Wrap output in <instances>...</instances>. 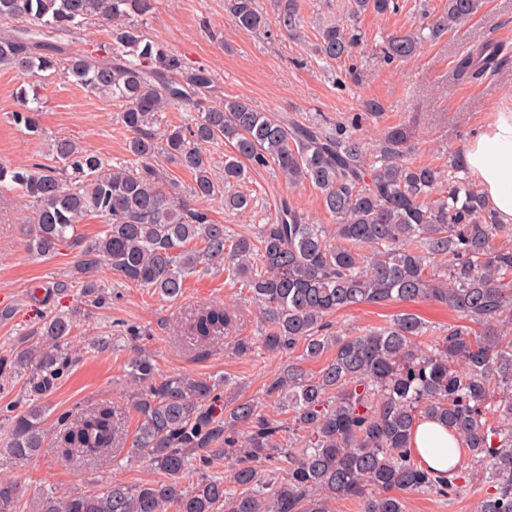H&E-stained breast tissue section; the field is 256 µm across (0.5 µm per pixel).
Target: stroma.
I'll use <instances>...</instances> for the list:
<instances>
[{"mask_svg":"<svg viewBox=\"0 0 512 512\" xmlns=\"http://www.w3.org/2000/svg\"><path fill=\"white\" fill-rule=\"evenodd\" d=\"M397 12L372 13L358 23L363 43L352 57L325 64L311 52L323 22L345 15V0H300L304 37L281 36L277 26L249 32L235 27L224 10V0H156L154 13L143 23L149 38L177 56L184 70H202L213 84L203 95L204 105L240 97L263 112L295 118L331 130L354 129L366 147L377 145L390 127L406 128L411 158L442 164L465 149L471 135L505 102L512 90V59L479 82L456 79L457 58L471 45L496 39L512 46V0H483L477 15L459 29L435 41H426L405 62H385L376 46L393 34L418 30L425 14L441 11L445 0H398ZM36 89L40 101L41 135L14 125L11 114L21 89ZM131 134L121 122L118 102L89 93L62 76L41 81L0 68V164L54 165L49 143L55 138L74 141L80 149L116 164L132 162ZM235 191L247 196L245 213L225 211L209 201L211 217L234 234L255 235L270 223L280 199L305 211L311 223L326 224L320 192L301 184L290 186L272 168L250 171ZM33 215L31 205L19 197L0 195V357L38 346L46 318L71 313L73 363L68 373L41 401L45 427L53 429L57 417L81 412L102 402L111 403L118 432L132 443L138 417L130 406V362L139 353L153 357L160 374H187L223 382L226 395L253 401L267 418L289 422L290 416L267 387L284 364L303 362L312 373L323 360H303L301 350L270 355L260 338L266 323L250 291L223 268H199L187 278L176 300L152 289L125 281L107 263L97 266L103 301L88 305L81 293L76 247H61L44 258L26 246L23 228ZM52 292L48 304H35L37 292ZM207 304L228 305L237 315L232 328L208 343H189L182 326L189 314ZM418 315L432 335L444 334L460 318L447 306L424 301L415 304L361 305L329 318L334 332H357L387 325L401 312ZM139 328L140 337L129 336ZM247 344L237 353L238 344ZM157 473L137 458H116L85 464L58 460L53 449L37 459L18 462L0 455V480L19 484L23 494L17 512H29L31 501L43 490L56 496L98 493L118 481L141 486L157 480ZM454 500L433 494H409L406 512H475L483 498L481 481L464 473Z\"/></svg>","mask_w":512,"mask_h":512,"instance_id":"stroma-1","label":"stroma"}]
</instances>
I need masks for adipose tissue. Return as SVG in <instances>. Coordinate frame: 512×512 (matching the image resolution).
<instances>
[{
	"label": "adipose tissue",
	"mask_w": 512,
	"mask_h": 512,
	"mask_svg": "<svg viewBox=\"0 0 512 512\" xmlns=\"http://www.w3.org/2000/svg\"><path fill=\"white\" fill-rule=\"evenodd\" d=\"M464 162L500 223L512 224V97L469 139ZM412 444L435 472L446 473L458 462L448 454L453 438L436 421L420 422Z\"/></svg>",
	"instance_id": "1"
}]
</instances>
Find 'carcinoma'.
I'll return each instance as SVG.
<instances>
[{"mask_svg": "<svg viewBox=\"0 0 512 512\" xmlns=\"http://www.w3.org/2000/svg\"><path fill=\"white\" fill-rule=\"evenodd\" d=\"M482 0H445L427 23L428 34H395L380 48L387 62L405 61L425 41H435L472 19ZM155 0H0V67L24 75L60 74L121 106L132 134L133 163L112 165L83 152L66 138L50 151L61 164L6 167L0 190L32 203L28 246L53 257L64 244L82 247L78 264L83 294L98 298V262H108L125 280L174 300L198 266H222L243 282L267 323L263 348L279 355L303 344V358L334 354L314 375L299 363L285 366L267 394L292 413V435L259 414L250 400L227 399L219 385L187 375L161 376L148 355L130 365L138 415L132 447L163 479L138 491L114 482L101 493L64 498L48 493L32 512H333V503L354 501L359 512H405L404 495L457 489L458 473L438 477L410 447L424 418L437 420L466 449L470 469L491 488L478 512H512V237L484 196L463 174V153L448 166L409 158L402 129H389L374 157L351 133L286 122L258 111L244 98L210 106L190 126H173L157 139L149 130L158 114L174 106H196L210 88L203 71L182 74V63L145 34L142 21ZM397 9L394 0H349L348 20L325 26L315 52L326 63L349 56L359 41L356 22L365 13ZM241 30L258 31L268 15L257 0H224ZM282 34L300 35L298 0H275ZM90 20L111 29L102 58L62 56L60 39ZM509 59L506 43L484 41L462 53L455 74L471 82ZM14 122L39 134L38 107L20 94ZM224 139L232 154L224 175L212 173L208 144ZM194 175L193 197L221 198L227 210L246 209L242 195L224 186L245 178L248 168H274L292 186L318 189L333 225L311 224L283 201L258 235H231L227 227L194 207L173 183H164L156 158ZM89 215L105 219L101 234L86 245L76 225ZM434 301L465 323L450 324L426 339L428 326L413 313L396 315L382 327L330 336L325 318L365 304ZM223 306L198 310L187 331L202 343L233 326ZM73 320L45 322L42 344L0 372L28 374L32 403L9 418L10 442L0 453L14 460L37 456L48 441L39 400L68 371ZM55 446L64 461L110 459L122 451L112 406L101 403L69 419L58 418ZM308 444L297 447V434ZM236 457L232 486L209 468L220 457ZM288 471L277 480V466ZM18 483L0 482V512H14Z\"/></svg>", "mask_w": 512, "mask_h": 512, "instance_id": "1", "label": "carcinoma"}]
</instances>
